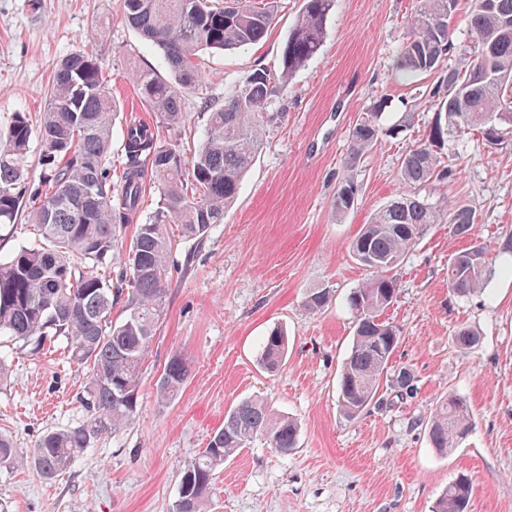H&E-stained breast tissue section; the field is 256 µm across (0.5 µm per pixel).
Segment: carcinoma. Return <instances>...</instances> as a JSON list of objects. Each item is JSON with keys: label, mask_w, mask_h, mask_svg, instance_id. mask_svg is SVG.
<instances>
[{"label": "carcinoma", "mask_w": 512, "mask_h": 512, "mask_svg": "<svg viewBox=\"0 0 512 512\" xmlns=\"http://www.w3.org/2000/svg\"><path fill=\"white\" fill-rule=\"evenodd\" d=\"M336 0H304L288 35L279 70L255 69L224 97L205 101L204 140L193 157L180 146L161 141L141 123L125 124L122 162L112 181V129L118 106L112 99L94 54L75 53L55 69L39 128L41 173L30 190L26 223L33 232L15 239L0 255V337L25 346L61 338L72 359L89 364L90 377L80 401L82 424L46 432L26 464L52 479L71 467L95 441L125 427L138 402L139 371L165 308L169 258L174 242L166 226H182L186 238L202 239L235 201L244 173L251 167L267 128L277 123L278 95L293 74L318 53ZM458 0H417L400 43L395 76L412 81L436 71L454 47L451 23ZM277 12V0H123L131 26L163 54L174 78L153 71L133 73L140 98L162 125L178 130L184 123L185 96L202 90L197 59L203 51H227L259 43ZM469 37L460 63L430 87L439 116L425 140L405 153L399 168L410 190L448 175V143L477 130L490 145L512 141V0H469ZM377 110L363 113L350 133L347 170L381 139ZM33 130L18 114L0 144V226L13 223L21 200ZM155 179L159 200L150 216L137 222L145 184ZM357 186L342 177L333 199L336 216L354 206ZM474 213L464 205L438 210L408 192L374 214L350 249L370 277L348 296L355 329L340 369L338 406L358 418L375 400L401 343L402 332L382 319L397 295L392 270L405 259L433 224H447L457 236L472 234ZM135 225L127 262L116 275L112 264L123 253L122 231ZM482 248L458 252L448 260V289L467 297L481 289ZM123 303V317L112 319ZM470 350L478 337L469 328L456 336ZM288 337L275 329L266 336L259 362L279 370L288 355ZM189 366L172 357L156 387L157 396L173 399ZM392 385L401 396L414 390L410 372L400 371ZM473 428L467 402L448 394L428 425L432 448L443 454ZM262 435L270 447L287 454L296 448L298 428L287 418L271 419L263 402L246 400L224 417L208 448L181 473L176 512H206L213 476L224 461ZM19 463L12 442L0 436V467ZM473 493L468 478L448 483L433 512H467Z\"/></svg>", "instance_id": "1"}]
</instances>
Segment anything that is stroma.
<instances>
[{"instance_id":"stroma-1","label":"stroma","mask_w":512,"mask_h":512,"mask_svg":"<svg viewBox=\"0 0 512 512\" xmlns=\"http://www.w3.org/2000/svg\"><path fill=\"white\" fill-rule=\"evenodd\" d=\"M414 0H336L323 44L283 94L284 111L244 175L236 201L203 239L182 238L173 255L164 314L141 367L135 416L98 439L58 477L0 467V512H175L179 473L248 398L298 424L295 450L280 454L255 438L215 475L207 512H431L448 483L467 475L470 512H512V142L489 146L464 134L450 151V176L421 189L437 208L468 206L470 237L433 225L394 270L397 296L385 320L402 331L393 368H407L416 393L384 385L379 405L356 419L337 406L340 367L354 318L346 299L368 273L350 242L376 210L404 193L403 154L435 123L428 96L435 75L408 85L392 79ZM303 0H278L276 19L255 45L201 58L203 91L185 98V132L165 140L197 149L207 123L205 99L220 100L249 71L277 70ZM94 49L124 113L157 124L141 103L132 68L169 77L162 54L122 17V0H0V138L16 115L39 127L56 64ZM386 101L383 136L354 170L357 200L343 218L332 202L357 118ZM480 246L481 290H448V258ZM324 288L321 309L302 306ZM478 346L460 350V327ZM287 335L285 365L261 368L260 345L272 329ZM189 365L178 395L159 402L156 383L173 355ZM0 434L29 455L49 430L86 417L79 403L86 368L62 340L39 353L0 346ZM470 405L472 431L448 453L428 440V422L447 394Z\"/></svg>"}]
</instances>
